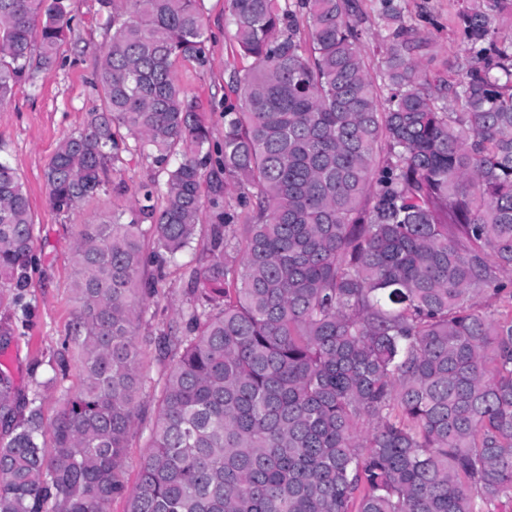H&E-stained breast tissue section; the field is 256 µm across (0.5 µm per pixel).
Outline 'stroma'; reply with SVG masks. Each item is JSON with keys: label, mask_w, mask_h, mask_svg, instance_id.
Masks as SVG:
<instances>
[{"label": "stroma", "mask_w": 512, "mask_h": 512, "mask_svg": "<svg viewBox=\"0 0 512 512\" xmlns=\"http://www.w3.org/2000/svg\"><path fill=\"white\" fill-rule=\"evenodd\" d=\"M74 31L59 50L56 66L40 74L36 85H20L5 104L0 105V159L8 161L22 178L29 194L35 222L37 261L29 272L25 290L27 310L0 307V321L11 320L15 334L0 364L7 366L18 390L25 396H38L45 421H53L68 396L81 385L80 351L77 346L62 350L73 326L78 304L71 288L74 267L71 260L72 229L80 220L128 205L129 199L112 191L84 207L80 215L51 208L45 189V171L58 142L81 128L98 99L92 88L99 49L104 40L107 13L99 0H69ZM354 20L361 33L360 44L367 68L379 76L385 57L388 30L383 14L396 9L403 21L413 26L422 43L419 55L423 81L454 83L455 64L464 57V46L457 34L459 13L469 0H355ZM208 41L207 61L197 64L180 60L174 66L175 79L203 105L211 128L212 141L224 138V94L228 90V65L244 67L233 39L234 24L228 0H204ZM202 243L178 254L168 267L162 287L149 299L146 315L136 329L141 343L145 387L136 430L124 456V476L129 490H136L147 450L143 431L157 416L152 385L167 372L148 336L177 326V312L190 298L185 271L202 250ZM66 353L69 371L63 382L50 385V362Z\"/></svg>", "instance_id": "stroma-1"}]
</instances>
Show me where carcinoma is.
I'll use <instances>...</instances> for the list:
<instances>
[{"label":"carcinoma","mask_w":512,"mask_h":512,"mask_svg":"<svg viewBox=\"0 0 512 512\" xmlns=\"http://www.w3.org/2000/svg\"><path fill=\"white\" fill-rule=\"evenodd\" d=\"M102 7L100 105L58 143L49 204L98 200L126 154L152 158L165 192L121 179L128 209L78 225L81 387L55 421L0 369V512H109L125 494L135 321L199 238L181 331L157 338L170 369L127 512L512 508V41L493 26L512 0L460 14L452 110L386 10L384 112L353 0H230L249 64L229 74L215 151L173 74L205 60L202 0ZM71 26L68 0H0V104L56 65ZM34 243L0 162V306H24Z\"/></svg>","instance_id":"obj_1"}]
</instances>
